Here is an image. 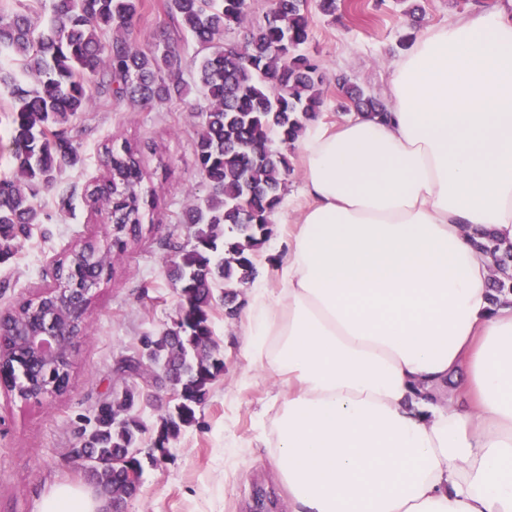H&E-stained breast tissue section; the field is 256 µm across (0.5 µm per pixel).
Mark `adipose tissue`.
<instances>
[{
	"label": "adipose tissue",
	"mask_w": 512,
	"mask_h": 512,
	"mask_svg": "<svg viewBox=\"0 0 512 512\" xmlns=\"http://www.w3.org/2000/svg\"><path fill=\"white\" fill-rule=\"evenodd\" d=\"M387 94L297 142L310 203L241 325L283 379L258 440L286 512H512V293L472 243L512 244V0L420 33ZM106 510L71 484L40 506Z\"/></svg>",
	"instance_id": "ef3b65f1"
}]
</instances>
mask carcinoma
Returning a JSON list of instances; mask_svg holds the SVG:
<instances>
[{
    "instance_id": "cac0c4a2",
    "label": "carcinoma",
    "mask_w": 512,
    "mask_h": 512,
    "mask_svg": "<svg viewBox=\"0 0 512 512\" xmlns=\"http://www.w3.org/2000/svg\"><path fill=\"white\" fill-rule=\"evenodd\" d=\"M140 0H50L49 18L28 5L0 13V53L10 56L14 75L1 74L11 108L8 158L14 177L0 178V262L14 254L31 226L43 223L37 201L41 190L54 186L65 166L80 157L74 122L93 106L94 77L105 65L113 97L144 105L182 98L189 85L182 67L194 68L193 85L205 102L195 144L196 162L208 194L190 208L184 223L194 228L190 245L179 250L171 277L178 284V320L161 335L143 338L152 356L166 366L153 374L157 386L174 387L180 403L161 419L153 447L164 449L181 430L196 423V409L209 386L224 371L217 355L212 311L214 281L222 280L226 317L238 312L239 288L253 281L256 257L274 233L273 216L286 191L288 151L294 149L306 122L323 104L325 74L307 48L310 40L308 0H271L263 20L252 23L244 43L221 45L216 37L247 19L246 0H168V13L180 17L183 30L197 46L198 60L187 62L170 44L148 52L133 49L130 28ZM422 8L411 5L407 46L420 30ZM109 41L103 35L110 29ZM344 93L340 107L384 119L389 107L340 74ZM107 176L90 193L106 207L107 248L91 238L78 240L54 269V279L71 288L112 279L104 252H123L139 238L145 207L155 204V191H137L143 180L138 149L125 142L105 147ZM475 247L492 256L491 302L512 292V245L502 247L491 234ZM64 298L43 293L11 311V330L38 334L66 326ZM12 388L19 397L45 390L62 380L60 365L34 366L18 353L10 357ZM136 392L125 390L101 404L95 424L82 435L75 454L106 499L118 501L127 492L128 470L141 469L137 435L140 422H119L115 412L134 405Z\"/></svg>"
}]
</instances>
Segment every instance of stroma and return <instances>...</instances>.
Returning <instances> with one entry per match:
<instances>
[{"label": "stroma", "instance_id": "obj_1", "mask_svg": "<svg viewBox=\"0 0 512 512\" xmlns=\"http://www.w3.org/2000/svg\"><path fill=\"white\" fill-rule=\"evenodd\" d=\"M403 0H340L335 17L309 12V49L327 75L318 121L341 124L347 116L335 84L346 73L367 93L386 98L393 62L401 55L398 40L406 27ZM131 40L147 51L164 42L193 59L196 47L166 12L164 0H144ZM196 95L147 108L113 98L107 89L95 95L91 112L77 121L76 145L82 161L65 168L58 183L39 202L46 215L21 240L8 262L0 263V311L54 287L53 268L72 243L103 239L106 213L89 196L106 173L105 145L127 142L141 151L143 184L156 192L157 206L147 211L138 241L112 253V279L94 289L72 352L68 389L39 401L22 400L0 386V512H38L41 499L60 483L86 484L74 449L82 431L94 425L103 401L125 390L138 391L130 411L144 426L140 448L152 445L162 416L175 404L171 387L150 385L157 367L143 361L139 374L123 372L130 358H141L142 336L171 327L179 290L167 268L186 245L184 211L206 194L194 154ZM214 338L224 371L214 381L197 421L170 441L158 461L144 460L139 491L123 503L124 512H285L284 491L276 465L264 449H252L235 465V447L255 439L274 391L273 376L253 370L242 353L239 323L224 317L216 303ZM254 373V386L237 390L243 373Z\"/></svg>", "mask_w": 512, "mask_h": 512}]
</instances>
